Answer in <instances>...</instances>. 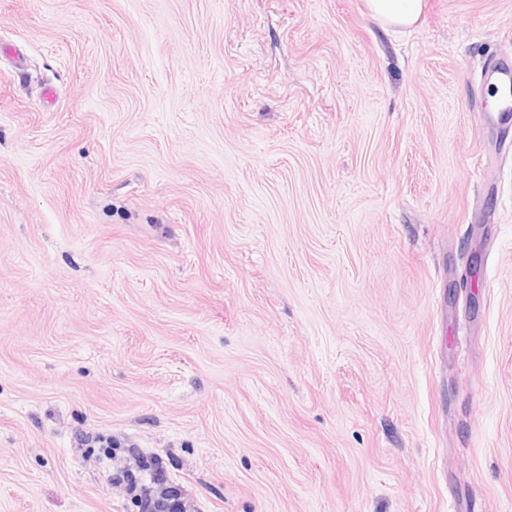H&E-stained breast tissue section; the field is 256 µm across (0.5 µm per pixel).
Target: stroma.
<instances>
[{
	"mask_svg": "<svg viewBox=\"0 0 512 512\" xmlns=\"http://www.w3.org/2000/svg\"><path fill=\"white\" fill-rule=\"evenodd\" d=\"M497 58L512 0H0V512L152 454L188 512H512ZM365 3L379 22L398 28L412 27L423 8V0H365Z\"/></svg>",
	"mask_w": 512,
	"mask_h": 512,
	"instance_id": "stroma-1",
	"label": "stroma"
}]
</instances>
